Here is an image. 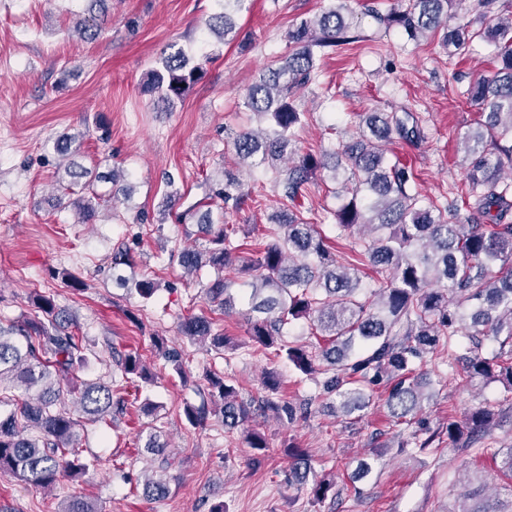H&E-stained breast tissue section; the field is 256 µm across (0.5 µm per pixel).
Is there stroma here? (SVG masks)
Wrapping results in <instances>:
<instances>
[{
  "label": "stroma",
  "mask_w": 512,
  "mask_h": 512,
  "mask_svg": "<svg viewBox=\"0 0 512 512\" xmlns=\"http://www.w3.org/2000/svg\"><path fill=\"white\" fill-rule=\"evenodd\" d=\"M394 2L349 0L359 40L322 56L317 78L300 91L296 105L307 117L297 146L318 155L356 131L359 113L408 109L424 138L414 145L393 141L388 151L412 167L423 198L445 203L450 185L464 180L458 139L481 118L463 91L493 72V48L478 42L452 56L435 41L413 42L385 30L374 14ZM328 4L252 0L237 16L236 40L224 44L205 27L217 0H106L93 41L74 33L76 22L90 15L89 0H0V324L35 315L33 294L49 296L74 319L88 347V378L121 379L112 353L129 348L143 354L154 376L124 415L109 422L81 417L78 446L92 462L85 476L61 479L45 493L0 474V512H57L72 495L87 496L98 512H207L219 500L225 512H453L458 478L468 471L479 472L501 501L512 498V479L499 472L498 461L449 442L447 431L449 420L501 398L502 389L453 376L444 351L426 368L439 386L422 414L437 437L423 451L399 449L410 429L393 422L382 391L347 420L319 412L289 425L273 412L256 414L249 427L267 442L256 468L247 464L252 450L242 431L226 430L218 417L203 427L185 420V407L208 395V372L231 380L243 401L263 395L270 368L279 373L284 397L323 400L317 380L251 341L245 305L227 312L206 298L211 269L189 276L172 261V253L194 239L183 225L162 221L160 210L168 184L180 189L185 211L207 196L208 179L235 170L233 136L254 123L244 106L247 88L266 65L287 55L289 25ZM172 44L207 61L203 79L167 107L142 85ZM64 134L78 139L82 166L124 171L134 189L131 201L103 203L92 222L81 223L56 182L54 144ZM244 180L264 191L258 203L231 213L236 244L254 243L258 229L290 206L271 174L257 168ZM122 245L133 256L122 274L156 280L153 298L117 286L112 253ZM65 271L83 290L62 279ZM201 312L216 332L232 338L234 349L202 347L182 335L181 317ZM157 336L181 351L183 373L155 351ZM147 400L154 412L145 411ZM153 428L174 459L165 473L170 492L161 500L146 497L140 481L150 457L134 452ZM291 443L306 450L317 476L335 481L334 505H312L307 490L288 484ZM365 457L373 470L359 481L354 474Z\"/></svg>",
  "instance_id": "obj_1"
}]
</instances>
